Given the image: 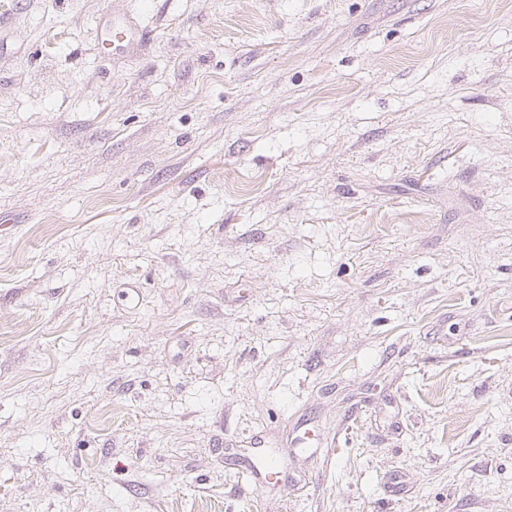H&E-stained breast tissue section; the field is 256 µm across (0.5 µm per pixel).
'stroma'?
Here are the masks:
<instances>
[{
  "label": "stroma",
  "mask_w": 512,
  "mask_h": 512,
  "mask_svg": "<svg viewBox=\"0 0 512 512\" xmlns=\"http://www.w3.org/2000/svg\"><path fill=\"white\" fill-rule=\"evenodd\" d=\"M0 512H512V0H24ZM106 40L111 42L112 40H118L119 42L133 41L137 38L142 39L145 33L140 32L133 25L112 19L109 23H106L102 29Z\"/></svg>",
  "instance_id": "1"
}]
</instances>
